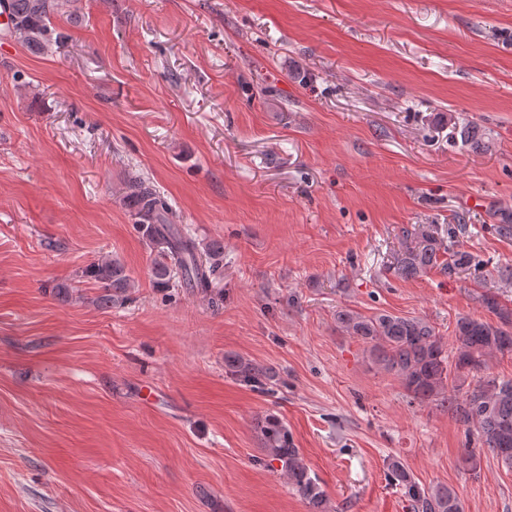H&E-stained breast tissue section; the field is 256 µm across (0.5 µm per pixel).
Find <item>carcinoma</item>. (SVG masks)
<instances>
[{"label": "carcinoma", "mask_w": 512, "mask_h": 512, "mask_svg": "<svg viewBox=\"0 0 512 512\" xmlns=\"http://www.w3.org/2000/svg\"><path fill=\"white\" fill-rule=\"evenodd\" d=\"M62 6V0H0V10L9 14L10 37L34 54L44 53L50 45L52 19ZM122 201L134 218L138 233L155 252L151 267L154 286L168 288L179 280L189 288L212 293L211 276L222 267L224 248L215 243L202 247L187 230L171 224L167 200L142 177L125 182ZM467 233L468 225L458 224L445 243L433 228L414 232L406 229L389 270L401 279L420 277L436 267L450 277L467 269L480 278L488 262L459 249V238ZM445 253L446 261L441 259ZM80 278L99 286L100 294L94 303L102 309L122 304L134 287L125 265L110 256L87 265ZM481 304L497 321L458 318L450 349L435 327L422 317L387 312L366 317L342 310L336 320L367 346L383 370L401 380L413 399L441 402L466 427V432H476L498 461L512 468V379L487 373V358L496 353H512V309L491 293L481 295ZM224 366L252 389L261 393L273 391L268 368L241 356L225 359ZM259 434L267 455L279 463L288 483L315 512H326V494L295 448L286 424L268 416L259 425ZM387 477L399 489L410 512H463L453 489L421 485L396 457L387 460Z\"/></svg>", "instance_id": "cac0c4a2"}]
</instances>
